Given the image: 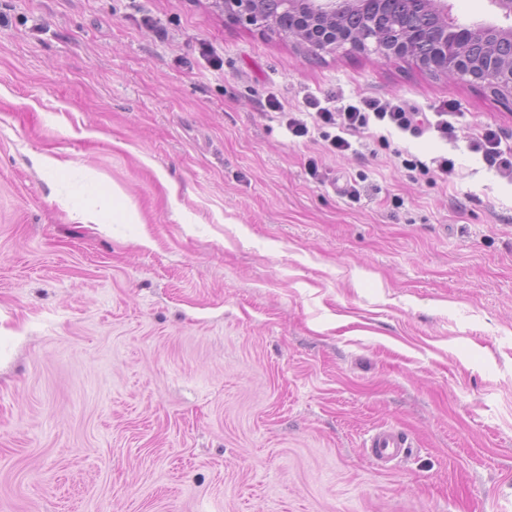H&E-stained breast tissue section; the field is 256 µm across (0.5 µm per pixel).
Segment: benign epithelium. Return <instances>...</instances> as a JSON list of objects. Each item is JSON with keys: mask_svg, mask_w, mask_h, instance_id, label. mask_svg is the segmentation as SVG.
I'll list each match as a JSON object with an SVG mask.
<instances>
[{"mask_svg": "<svg viewBox=\"0 0 512 512\" xmlns=\"http://www.w3.org/2000/svg\"><path fill=\"white\" fill-rule=\"evenodd\" d=\"M417 0H218L224 15L247 25L291 38L300 44L306 53L335 52L348 49L351 52H375L389 58H411L414 44L423 43L427 54L418 63L450 79L466 80L472 84L486 86L496 95L512 100V67H501L495 56L484 55L478 59L458 54L453 50L457 44L471 34L483 40L496 42L503 37L512 40V27L506 29L495 25L450 27L438 20L447 16L446 0H431L437 20L417 29L405 22H396L386 29L385 20L395 5H407L404 13L411 15L412 5ZM355 7L367 16L366 28L360 32H349L336 27V13L346 7Z\"/></svg>", "mask_w": 512, "mask_h": 512, "instance_id": "7a95c632", "label": "benign epithelium"}]
</instances>
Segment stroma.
<instances>
[{"mask_svg": "<svg viewBox=\"0 0 512 512\" xmlns=\"http://www.w3.org/2000/svg\"><path fill=\"white\" fill-rule=\"evenodd\" d=\"M309 98L453 131L374 124L334 155L285 128ZM487 127L512 149L484 87L311 58L215 0H0V512H512ZM378 426L413 444L388 470ZM363 448L376 465L387 467L401 461L410 443L406 434L398 428L378 427L369 433Z\"/></svg>", "mask_w": 512, "mask_h": 512, "instance_id": "stroma-1", "label": "stroma"}]
</instances>
